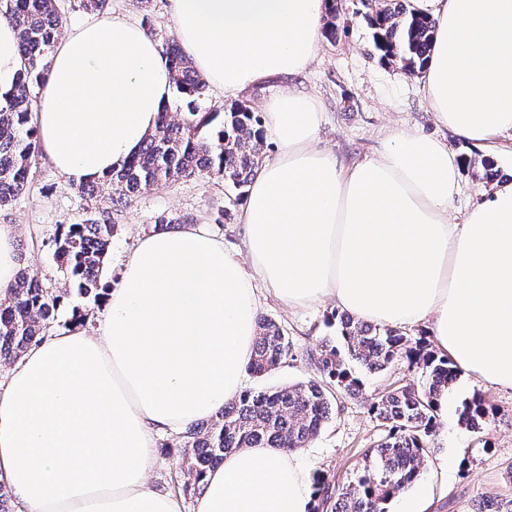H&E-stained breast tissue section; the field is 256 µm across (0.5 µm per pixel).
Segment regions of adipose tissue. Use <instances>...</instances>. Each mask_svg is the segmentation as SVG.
I'll return each mask as SVG.
<instances>
[{
	"label": "adipose tissue",
	"instance_id": "adipose-tissue-1",
	"mask_svg": "<svg viewBox=\"0 0 512 512\" xmlns=\"http://www.w3.org/2000/svg\"><path fill=\"white\" fill-rule=\"evenodd\" d=\"M333 0H170L195 70L225 97L304 73ZM436 21L420 81L439 123L487 146L512 130V0H413ZM22 67L0 20V104ZM158 44L120 14L72 27L49 58L40 147L82 183L139 150L170 104ZM323 115L299 92L266 106L277 149L240 220L251 262L198 226L138 239L96 334L80 327L29 348L0 386V481L21 512H183L147 483L161 432H179L242 391L261 290L289 307L329 298L386 327L429 324L463 373L512 389V183L462 223L450 218L463 158L415 131L388 135L352 167L316 149ZM263 288H255L254 278ZM197 512H311L295 452L243 448L208 470Z\"/></svg>",
	"mask_w": 512,
	"mask_h": 512
}]
</instances>
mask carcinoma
Here are the masks:
<instances>
[{"instance_id": "cac0c4a2", "label": "carcinoma", "mask_w": 512, "mask_h": 512, "mask_svg": "<svg viewBox=\"0 0 512 512\" xmlns=\"http://www.w3.org/2000/svg\"><path fill=\"white\" fill-rule=\"evenodd\" d=\"M368 16L373 43L381 58L414 74L427 62L435 24L428 15L408 7L407 0H377ZM0 18L18 33L24 60L6 106L0 108V208L8 206L28 185L40 145L30 118L37 104L36 88L46 75L47 59L60 35L55 0H0ZM163 54L173 75L180 104L158 117L137 155L122 168L99 179L88 199L94 213L80 224L55 234L54 259L80 295L99 290L104 259L116 225L108 208L125 206L138 193L196 175L220 177L237 191L240 201L261 167L263 142L260 120L244 101L220 111L203 108L205 81L180 48L165 44ZM107 204L103 208L99 203ZM61 295L18 270L12 290L0 297V365L17 361L39 344L54 322ZM283 328L261 316L257 322L248 371L264 376L293 357ZM405 356L421 370L420 381L382 394L371 412L387 434L368 451L363 473L337 496L315 482L319 503L312 512H388V504L419 477L438 427L437 406L454 391L459 372L452 362L411 346L398 330L367 324L349 316L339 318L338 335L326 337L311 360L319 377L270 391H245L206 422L189 427L182 436L185 486L198 483L219 465L224 454L241 448L305 447L333 414V390H360L353 376L359 367L369 373L386 369ZM489 408L475 394L462 401L459 422L475 431L489 416Z\"/></svg>"}]
</instances>
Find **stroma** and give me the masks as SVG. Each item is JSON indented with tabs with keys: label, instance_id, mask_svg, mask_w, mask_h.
<instances>
[{
	"label": "stroma",
	"instance_id": "stroma-1",
	"mask_svg": "<svg viewBox=\"0 0 512 512\" xmlns=\"http://www.w3.org/2000/svg\"><path fill=\"white\" fill-rule=\"evenodd\" d=\"M336 38H321L317 55L301 76L280 78L242 93L256 115H263L271 98L282 90L295 88L313 96L323 113L317 148L334 153L344 167L378 156L385 137L396 130H415L443 139L447 132L435 117L423 95L420 82L398 65L381 60L374 49L372 31L365 18L369 8L364 0H335ZM107 12L120 13L136 23H149L155 41L176 38L169 0H152L149 10H141L136 0H109ZM470 163L462 167L454 217L463 221L467 212L491 190L492 181L483 177L481 159H493L500 178L512 177V135L495 136L487 147L476 149L454 142ZM79 186L57 172L47 158H38L30 173V187L0 209V224L16 227L15 240L23 246L24 265L42 285L63 288L65 278L53 259L52 239L59 228L80 223L88 215ZM231 189L214 176L183 178L153 188L112 212L117 230L108 248L100 284L111 288L120 280L121 260L137 238L152 233L158 216L204 225L239 260L247 255L242 244L239 207L229 202ZM229 210L224 223L217 224V211ZM103 300L82 296L76 291L64 295L52 332L67 330L81 321L95 332ZM337 307L326 300L304 308H290L274 296H267L262 315L271 317L285 330L295 355L270 375H246L244 388L258 391L305 381L314 377L311 356L323 338L336 334L332 315ZM420 379L418 369L407 359L394 360L384 371L362 377L359 394L338 391L336 411L319 435L299 449L301 462L312 476L326 479L338 491L359 474L363 459L386 434V429L370 410L374 398L393 388ZM480 395L492 412L481 432L467 430L458 420L463 399ZM179 434L158 435V448L148 471L152 487L178 497L184 512H195L197 489L180 481L183 452ZM498 503L500 512H512V390L485 385L461 375L448 413L441 420L418 479L407 492L392 500L389 512H481L484 505Z\"/></svg>",
	"mask_w": 512,
	"mask_h": 512
}]
</instances>
